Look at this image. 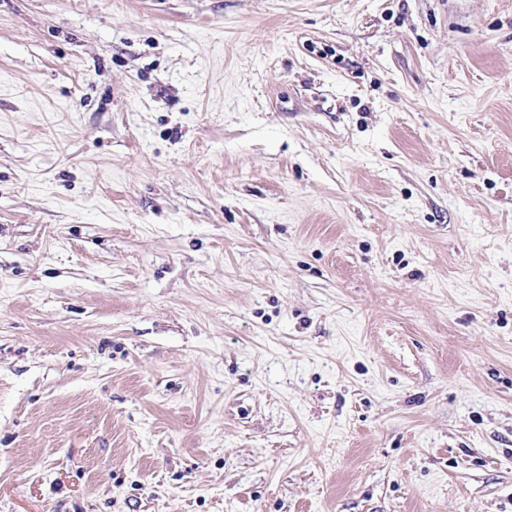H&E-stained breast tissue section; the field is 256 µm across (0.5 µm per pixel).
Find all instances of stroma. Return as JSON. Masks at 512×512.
Listing matches in <instances>:
<instances>
[{
  "label": "stroma",
  "instance_id": "obj_1",
  "mask_svg": "<svg viewBox=\"0 0 512 512\" xmlns=\"http://www.w3.org/2000/svg\"><path fill=\"white\" fill-rule=\"evenodd\" d=\"M0 512H512V0H0Z\"/></svg>",
  "mask_w": 512,
  "mask_h": 512
}]
</instances>
